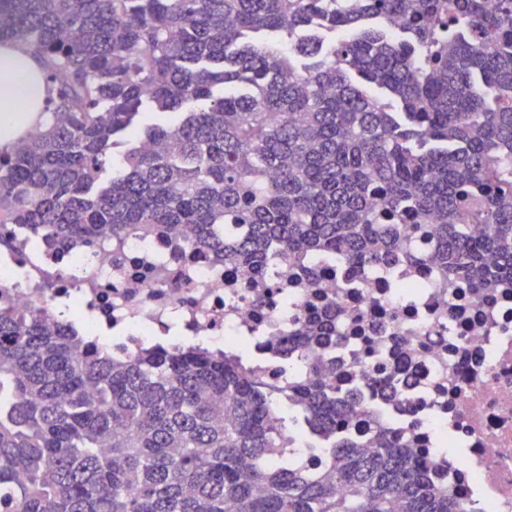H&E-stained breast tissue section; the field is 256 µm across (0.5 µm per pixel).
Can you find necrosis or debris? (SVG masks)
<instances>
[{
  "mask_svg": "<svg viewBox=\"0 0 512 512\" xmlns=\"http://www.w3.org/2000/svg\"><path fill=\"white\" fill-rule=\"evenodd\" d=\"M412 234L402 225L380 271L307 254L259 273L193 248L186 229L105 235L64 257L11 225L0 232V309L107 330L124 359L158 341L223 349L283 401L293 377L319 367L337 395L359 393L360 447H375L383 428L429 460L463 512H512V286L453 287ZM321 317L335 330L329 343L283 355ZM391 374L400 385L387 397L374 379Z\"/></svg>",
  "mask_w": 512,
  "mask_h": 512,
  "instance_id": "obj_1",
  "label": "necrosis or debris"
}]
</instances>
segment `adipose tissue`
Masks as SVG:
<instances>
[{"label": "adipose tissue", "instance_id": "adipose-tissue-1", "mask_svg": "<svg viewBox=\"0 0 512 512\" xmlns=\"http://www.w3.org/2000/svg\"><path fill=\"white\" fill-rule=\"evenodd\" d=\"M48 88L43 68L33 50L18 41L0 44V115H11L8 127L0 126V147L13 144L22 125H33Z\"/></svg>", "mask_w": 512, "mask_h": 512}]
</instances>
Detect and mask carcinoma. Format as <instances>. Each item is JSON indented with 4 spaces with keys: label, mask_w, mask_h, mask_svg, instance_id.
I'll list each match as a JSON object with an SVG mask.
<instances>
[{
    "label": "carcinoma",
    "mask_w": 512,
    "mask_h": 512,
    "mask_svg": "<svg viewBox=\"0 0 512 512\" xmlns=\"http://www.w3.org/2000/svg\"><path fill=\"white\" fill-rule=\"evenodd\" d=\"M316 16L350 36L325 49ZM8 40L52 94L0 149V226L59 249L187 227L260 269L383 263L422 224L445 273L512 283V0H0ZM332 389L316 372L285 406L222 352L115 360L44 311L0 310V512H461L388 433L372 452L336 438L360 401ZM303 418L331 442L322 466L280 444Z\"/></svg>",
    "instance_id": "carcinoma-1"
}]
</instances>
